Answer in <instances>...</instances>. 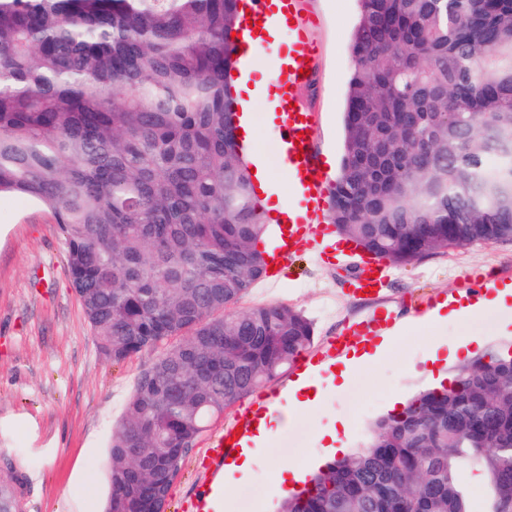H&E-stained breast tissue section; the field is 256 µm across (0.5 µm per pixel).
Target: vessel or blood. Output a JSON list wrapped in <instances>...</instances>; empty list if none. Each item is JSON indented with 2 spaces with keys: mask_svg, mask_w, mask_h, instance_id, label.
Masks as SVG:
<instances>
[{
  "mask_svg": "<svg viewBox=\"0 0 512 512\" xmlns=\"http://www.w3.org/2000/svg\"><path fill=\"white\" fill-rule=\"evenodd\" d=\"M298 0H245L244 12L236 30L235 41L239 46L256 39L260 30L284 24L288 28L289 40L285 49L275 57V82L278 86L279 104L276 112L277 143L275 153L288 168V174L296 178L295 196L298 200L294 210L296 218L289 222L286 232L276 235V242L267 255V267L280 264L288 254L314 248L318 257L331 260L336 255L352 252L349 243L333 240L330 227L324 223L329 174L322 167L313 144L312 115L299 104L296 88L306 84L310 76L303 73L306 59L314 56L316 48L310 34V15L300 13ZM363 325L354 324L342 335L332 338L322 353L306 356L298 365L300 372L316 371L323 364L335 360L339 349L350 346L354 337L365 335ZM287 389L279 388L267 393L259 401L250 404L246 412L251 424L269 418L276 403L285 401ZM252 431L228 425L215 440L212 448L205 452L206 463L214 473H221L232 462L234 453L243 452L250 445ZM224 488L221 484H210L189 503L190 512H218Z\"/></svg>",
  "mask_w": 512,
  "mask_h": 512,
  "instance_id": "1",
  "label": "vessel or blood"
}]
</instances>
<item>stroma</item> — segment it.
Listing matches in <instances>:
<instances>
[{"label": "stroma", "mask_w": 512, "mask_h": 512, "mask_svg": "<svg viewBox=\"0 0 512 512\" xmlns=\"http://www.w3.org/2000/svg\"><path fill=\"white\" fill-rule=\"evenodd\" d=\"M317 17L312 38L318 54L307 65L314 81L298 91L313 114L320 159L336 173L343 146L342 112L352 68L350 41L357 0H301ZM378 294L351 295L357 270L325 264L311 253L288 257L273 278L259 281L238 310L284 303L315 328L311 353L374 310L391 309L397 340L370 370L354 374L319 408L290 419L259 452L260 463L236 483L224 512H277L273 471L305 463L316 472L325 455L317 432L335 420L349 426L350 450L365 447L369 428L431 388L428 349L475 339L484 349L512 346V308L487 310L446 322L426 313L468 282L495 278L512 283V242L451 248L407 265L386 264ZM146 351L121 364L100 352L94 331L66 274V252L51 215L25 197H0V479H25L23 512H104L109 445L137 377L151 363ZM230 408L213 420L183 459L166 512H182L211 479L202 457L215 435L238 417Z\"/></svg>", "instance_id": "1"}]
</instances>
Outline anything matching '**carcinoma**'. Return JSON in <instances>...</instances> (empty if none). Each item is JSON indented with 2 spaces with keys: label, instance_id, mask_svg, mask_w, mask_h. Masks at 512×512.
<instances>
[{
  "label": "carcinoma",
  "instance_id": "carcinoma-1",
  "mask_svg": "<svg viewBox=\"0 0 512 512\" xmlns=\"http://www.w3.org/2000/svg\"><path fill=\"white\" fill-rule=\"evenodd\" d=\"M338 234L408 264L512 241V0H358ZM239 0H0V196L45 207L100 351H154L110 443L109 494L167 504L208 422L284 372L314 325L235 310L267 234L232 123ZM512 512V356L491 349L376 420L279 512Z\"/></svg>",
  "mask_w": 512,
  "mask_h": 512
}]
</instances>
